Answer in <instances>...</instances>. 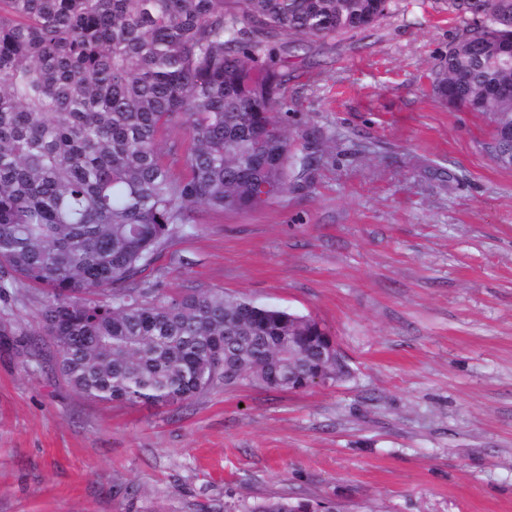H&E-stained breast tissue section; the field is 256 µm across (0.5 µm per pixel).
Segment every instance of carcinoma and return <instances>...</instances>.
I'll list each match as a JSON object with an SVG mask.
<instances>
[{"label": "carcinoma", "mask_w": 512, "mask_h": 512, "mask_svg": "<svg viewBox=\"0 0 512 512\" xmlns=\"http://www.w3.org/2000/svg\"><path fill=\"white\" fill-rule=\"evenodd\" d=\"M392 0H0V300L46 298L61 375L86 397L167 406L218 386L303 390L327 367L314 317L144 273L203 207L278 197L293 148L278 51L365 29ZM461 35L435 91L489 117L512 168V0H450ZM253 512H313L269 498Z\"/></svg>", "instance_id": "obj_1"}]
</instances>
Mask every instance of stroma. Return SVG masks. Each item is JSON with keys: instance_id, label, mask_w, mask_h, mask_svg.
<instances>
[{"instance_id": "stroma-1", "label": "stroma", "mask_w": 512, "mask_h": 512, "mask_svg": "<svg viewBox=\"0 0 512 512\" xmlns=\"http://www.w3.org/2000/svg\"><path fill=\"white\" fill-rule=\"evenodd\" d=\"M305 41L281 91L318 161L288 192L199 211L154 266L309 314L349 377L104 403L64 381L44 297L0 302V512H512V169L433 90L448 0ZM307 502L291 503L283 498H269L257 506L252 512H313Z\"/></svg>"}]
</instances>
